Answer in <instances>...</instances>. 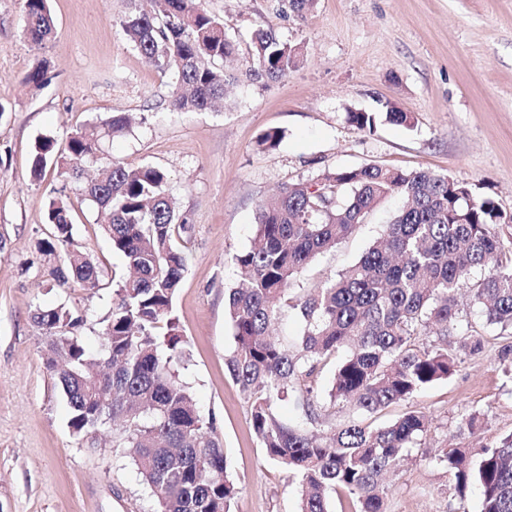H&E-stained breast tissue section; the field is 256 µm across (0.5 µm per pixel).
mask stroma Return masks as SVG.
Listing matches in <instances>:
<instances>
[{
    "label": "stroma",
    "mask_w": 512,
    "mask_h": 512,
    "mask_svg": "<svg viewBox=\"0 0 512 512\" xmlns=\"http://www.w3.org/2000/svg\"><path fill=\"white\" fill-rule=\"evenodd\" d=\"M237 44L223 62L237 80L223 106L177 112L171 77L127 43L120 22L131 0H49L54 29L40 46L24 34V0H0V512H157L127 449L104 432L74 436L69 408L42 360L36 307L60 302L87 316L84 341L98 342L112 308V275L124 272L82 181L47 167L34 178L32 150L44 134L58 143L112 114H130L124 137L101 152L126 165L163 169L166 190L189 224L187 271L173 314L185 342L180 382L217 418L227 471L239 493L233 512H297L298 487L269 460L253 432L250 404L226 361L235 343L224 301L238 284L234 257L250 248L259 204L319 172L378 164L428 169L472 186L512 214V0H316L303 12L286 0H205ZM272 29L304 60L275 81L254 82L251 36ZM48 81L24 79L39 62ZM409 113L411 125L352 126L353 110ZM283 137L258 149L267 130ZM64 200L73 238L103 271V288L55 287L59 258L37 243L51 231L50 200ZM386 197L364 223L298 276L301 294L334 279L369 249L401 208ZM463 321L485 338L483 353L413 398L365 416L378 427L422 412L428 429L387 480L388 512H477L475 490L459 498L435 460L445 448L490 445L512 433V332L487 325L461 297ZM479 412L477 434L459 428Z\"/></svg>",
    "instance_id": "1"
}]
</instances>
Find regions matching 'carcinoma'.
<instances>
[{"label":"carcinoma","instance_id":"1","mask_svg":"<svg viewBox=\"0 0 512 512\" xmlns=\"http://www.w3.org/2000/svg\"><path fill=\"white\" fill-rule=\"evenodd\" d=\"M203 2L151 0L121 22L126 39L172 75L175 110L206 111L224 98L217 62L234 54L235 44ZM25 13L26 35L39 46L53 30L47 0H25ZM252 56L251 76L260 80L279 79L300 62L297 48L261 25L252 35ZM348 120L363 132L376 127L369 112L350 111ZM130 128L120 114L72 133L65 174L80 178L99 156V141ZM57 154L56 140L40 136L35 171ZM166 184L162 169L130 168L113 156L85 188L127 268L116 281L98 348L90 350L82 339L84 314L64 303L36 308L33 319L47 336L42 358L69 405L75 436L110 426L130 449L159 512H231L238 490L227 475L215 415L199 410L171 365L184 355L173 299L187 270L180 243L187 227ZM393 193L405 204L379 241L325 286L290 292L301 269L351 235ZM511 221L493 199L446 176L378 165L325 170L258 205L254 241L234 257L241 287L225 301L235 340L227 369L251 404V426L267 457L299 480V512H330L338 492L349 496L352 512H387L384 476L418 445L426 418L409 411L382 427L352 420L317 439L300 424L278 420L275 402L290 396L302 419L319 423L323 405L306 381L340 351L345 356L333 374L330 402L360 413L407 401L451 376L461 356L484 348L478 333L448 347L462 323L459 288L470 286L487 324L512 329V233L503 232ZM47 223L53 233L40 250L54 255L65 247L59 284L101 287L96 263L72 240L67 204L50 201ZM476 270L481 277L473 282ZM288 307L303 325L292 352L270 333ZM431 325L434 339L418 347ZM437 461L460 497L477 487L478 512H512V434L483 448H446Z\"/></svg>","mask_w":512,"mask_h":512}]
</instances>
